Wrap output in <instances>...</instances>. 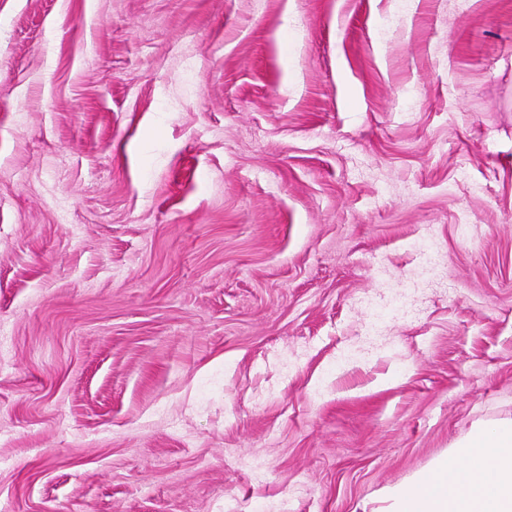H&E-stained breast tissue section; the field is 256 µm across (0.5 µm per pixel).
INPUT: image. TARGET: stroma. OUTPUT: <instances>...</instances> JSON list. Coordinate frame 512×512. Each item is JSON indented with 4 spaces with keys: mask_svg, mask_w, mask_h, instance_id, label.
I'll list each match as a JSON object with an SVG mask.
<instances>
[{
    "mask_svg": "<svg viewBox=\"0 0 512 512\" xmlns=\"http://www.w3.org/2000/svg\"><path fill=\"white\" fill-rule=\"evenodd\" d=\"M506 417L512 0H0V512H363Z\"/></svg>",
    "mask_w": 512,
    "mask_h": 512,
    "instance_id": "1",
    "label": "stroma"
}]
</instances>
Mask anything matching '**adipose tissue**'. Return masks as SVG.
<instances>
[{"mask_svg": "<svg viewBox=\"0 0 512 512\" xmlns=\"http://www.w3.org/2000/svg\"><path fill=\"white\" fill-rule=\"evenodd\" d=\"M371 512H512V418L474 425Z\"/></svg>", "mask_w": 512, "mask_h": 512, "instance_id": "obj_1", "label": "adipose tissue"}]
</instances>
